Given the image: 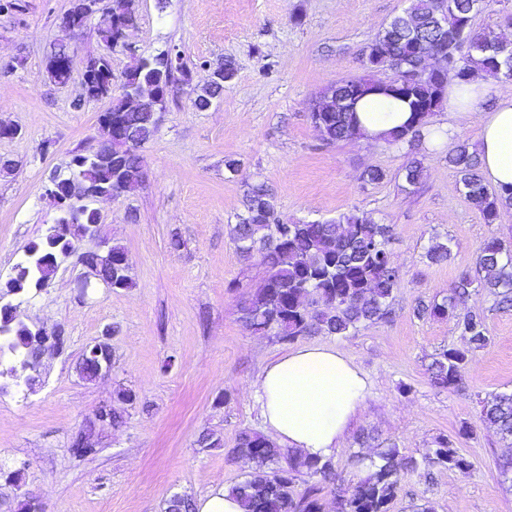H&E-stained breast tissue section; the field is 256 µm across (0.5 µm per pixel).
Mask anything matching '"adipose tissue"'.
I'll return each instance as SVG.
<instances>
[{"mask_svg":"<svg viewBox=\"0 0 512 512\" xmlns=\"http://www.w3.org/2000/svg\"><path fill=\"white\" fill-rule=\"evenodd\" d=\"M450 113L477 114L476 148L481 170L495 185L512 184V92L484 75L449 80L444 91ZM494 100L492 109L481 104ZM367 140L411 122L406 106L370 96L357 105ZM371 382L353 361L331 346H304L267 361L252 383L264 430L282 450L310 458L332 456L361 409Z\"/></svg>","mask_w":512,"mask_h":512,"instance_id":"adipose-tissue-1","label":"adipose tissue"}]
</instances>
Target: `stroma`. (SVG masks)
I'll return each instance as SVG.
<instances>
[{"label":"stroma","instance_id":"stroma-1","mask_svg":"<svg viewBox=\"0 0 512 512\" xmlns=\"http://www.w3.org/2000/svg\"><path fill=\"white\" fill-rule=\"evenodd\" d=\"M0 10V122L16 136L0 138V287L26 246L59 211L47 194L54 172L97 148L98 118L111 99L82 97V68L59 85L46 73L54 45L78 59L109 53L114 83L132 53L181 51L190 84L173 87L161 123L145 144V180L134 194L98 200L99 241L125 247L132 287L85 281L73 260L60 263L48 287L26 299L18 316L64 339L47 353L33 390L0 378V504L28 512H165L176 494L205 495L244 480L248 465L232 455L241 430L262 431L250 389L263 364L294 347L333 346L368 376L371 392L331 460L336 486L321 495L322 512H341L344 490L361 478L352 456L373 457L396 443L418 458L388 512H512L496 463L512 457V439L479 419L480 397L512 390V310L495 309L485 292L459 311L486 315L490 342L471 356L468 388L435 387L428 367L444 349L467 340L453 320L417 317L418 302L446 296L489 230L512 239V210L495 227L468 202L448 147L422 148L365 139L324 144L310 112L320 92L363 75L364 49L409 0H137L127 47L106 50L96 20L65 25L72 0H15ZM234 60L237 77L204 111L190 99L212 68ZM424 166L417 190L402 170L410 156ZM238 172H230L227 161ZM381 169L378 183L363 180ZM269 185L288 221H326L358 210L393 225L392 260L401 274L390 320L348 336L316 332L295 342L255 333L240 317L242 295L264 276L257 257L238 252L229 228L245 212L248 186ZM179 236L180 248L170 246ZM447 244L448 262L429 263L427 249ZM111 332L112 371L95 381L78 371L84 347ZM131 391L132 400L120 399ZM119 409L120 424L97 431L86 455L71 448L101 404ZM471 425L473 434L460 430ZM210 431L214 447L197 443ZM455 442L467 469L424 464L437 439Z\"/></svg>","mask_w":512,"mask_h":512}]
</instances>
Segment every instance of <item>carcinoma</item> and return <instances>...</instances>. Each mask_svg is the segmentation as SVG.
Segmentation results:
<instances>
[{"mask_svg":"<svg viewBox=\"0 0 512 512\" xmlns=\"http://www.w3.org/2000/svg\"><path fill=\"white\" fill-rule=\"evenodd\" d=\"M493 0H450L448 17L433 13L431 0H410L409 6L379 31L367 46V54L381 51L400 63L406 70L419 66L421 53L433 46L448 45L456 49L461 42L458 23L471 22L475 14L490 6ZM97 0H75L66 15L67 22H86L94 12ZM129 0H112L109 13L112 20L99 23L98 34L107 48L118 45L124 28V16L129 14ZM468 33V54L456 57L462 70L460 78L480 71L494 78L512 79V48L500 43L496 36L479 33L472 27ZM71 50L55 46L47 57L49 78L64 85L72 77L73 67L63 64ZM168 51L146 56H134V62L124 72L121 90H112L110 56L91 57L83 63V79L104 87L112 107L99 116V130H112V159L92 164H70L55 175L50 190L74 191L78 195L95 194L114 185L117 196H127L144 182L143 157L140 146L156 132L155 120L149 115H133L126 111L128 90L139 84H154L163 94L186 77V64L177 70L168 67ZM237 75L235 62L226 59L218 64L214 76L196 90L194 107L204 110L215 95L224 92ZM349 94V81H341L322 92L325 104L336 102ZM367 96H385L405 103L414 114V122L400 131L390 132L391 145L414 147L431 135L428 128L430 113L419 111L425 104L444 105L442 87L432 81L417 85L405 94L389 85L378 84L352 98L348 111L312 112L311 121L321 140L329 145L363 136L355 115L356 104ZM448 164L461 176L465 196L480 213L484 223L493 225L504 209L512 207V185L491 193L479 174L480 162L469 143L461 141L448 154ZM423 167L414 158L403 169L404 182L410 187L421 184ZM272 194L262 183L249 186L246 194V214L229 229L237 250L257 255L265 268V277L251 289L239 305L241 319L255 332L274 333L280 340L291 342L300 336L324 332L345 336L367 323L385 321L392 315L393 293L400 286L399 270L393 265L389 244L393 228L379 224L357 211H349L325 222H288L275 212ZM95 220L92 209L81 212L78 221L65 224L63 236L69 242L78 240L84 225ZM53 251L46 236L32 241L25 250L21 268L14 269L6 282V291L20 290L28 295L36 289L40 276L35 260ZM476 267L462 273L450 293L441 301L429 304L421 301L416 310L420 316L451 318L456 329L468 338V349H444L429 366L434 385L462 391L466 384L469 356L484 349L489 342L486 316L479 310L456 313L457 304L475 288L485 290L499 310L512 307V249L495 233H490L476 250ZM131 261L120 245L112 246V287L129 288ZM9 323L10 333L0 341L8 344L13 361L0 363V378L9 377L25 358L33 355L39 344L31 328L20 321H8L0 310V324ZM480 419L512 437V392L491 393L480 401ZM232 454L247 457L254 464L248 477L235 484L231 491L242 501L245 512H320L319 494L336 484V470L329 459H313L284 454L264 435L244 429L239 432ZM423 460L431 466L464 469L470 461L459 453L451 439L436 441ZM418 466V461L403 454L394 443L379 449L369 464L367 474L342 499V512H388V505L401 487L405 472ZM306 477L311 484L300 496L294 494L296 480Z\"/></svg>","mask_w":512,"mask_h":512,"instance_id":"obj_1","label":"carcinoma"}]
</instances>
